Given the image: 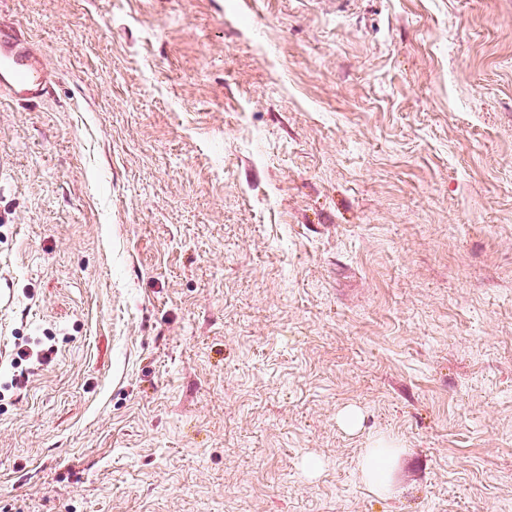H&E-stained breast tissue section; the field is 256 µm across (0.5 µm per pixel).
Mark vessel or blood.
Wrapping results in <instances>:
<instances>
[{
    "mask_svg": "<svg viewBox=\"0 0 512 512\" xmlns=\"http://www.w3.org/2000/svg\"><path fill=\"white\" fill-rule=\"evenodd\" d=\"M52 74L41 51L16 30L0 26V93L34 100L49 89Z\"/></svg>",
    "mask_w": 512,
    "mask_h": 512,
    "instance_id": "b4317fda",
    "label": "vessel or blood"
}]
</instances>
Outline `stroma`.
<instances>
[{
    "label": "stroma",
    "mask_w": 512,
    "mask_h": 512,
    "mask_svg": "<svg viewBox=\"0 0 512 512\" xmlns=\"http://www.w3.org/2000/svg\"><path fill=\"white\" fill-rule=\"evenodd\" d=\"M0 24V512H512V0ZM0 93L10 99L34 100L49 89L52 74L41 51L16 30L0 26ZM389 445L388 440L380 438L374 443L373 448H367L358 463L362 480L378 493H385L389 490V484L385 480L392 458Z\"/></svg>",
    "instance_id": "1"
}]
</instances>
